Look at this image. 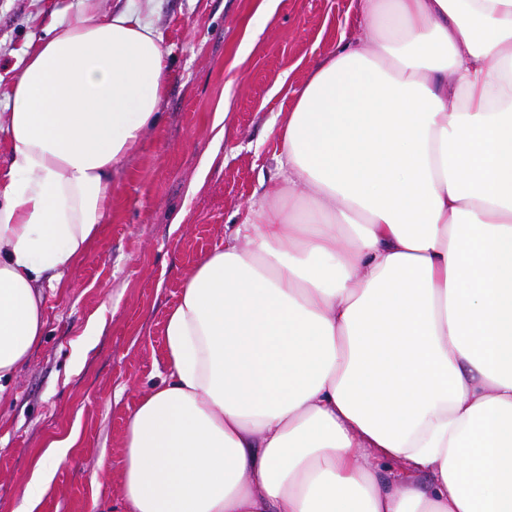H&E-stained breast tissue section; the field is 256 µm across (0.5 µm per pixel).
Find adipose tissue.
<instances>
[{
    "instance_id": "adipose-tissue-1",
    "label": "adipose tissue",
    "mask_w": 512,
    "mask_h": 512,
    "mask_svg": "<svg viewBox=\"0 0 512 512\" xmlns=\"http://www.w3.org/2000/svg\"><path fill=\"white\" fill-rule=\"evenodd\" d=\"M358 7L296 92L287 177L166 317L114 512H512V0ZM167 78L154 27L93 0L27 52L0 117V393Z\"/></svg>"
}]
</instances>
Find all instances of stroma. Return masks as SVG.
I'll return each instance as SVG.
<instances>
[{"instance_id": "stroma-1", "label": "stroma", "mask_w": 512, "mask_h": 512, "mask_svg": "<svg viewBox=\"0 0 512 512\" xmlns=\"http://www.w3.org/2000/svg\"><path fill=\"white\" fill-rule=\"evenodd\" d=\"M258 2L99 0L101 13L127 8L156 29L168 89L157 125L112 172L97 239L61 288H45L44 334L0 399V512H14L38 454L72 432L77 445L52 467L39 512H110L126 421L168 373L167 312L199 259L281 178L294 89L341 36L360 34L352 0H275L269 16ZM82 6L0 0V113L30 45Z\"/></svg>"}]
</instances>
